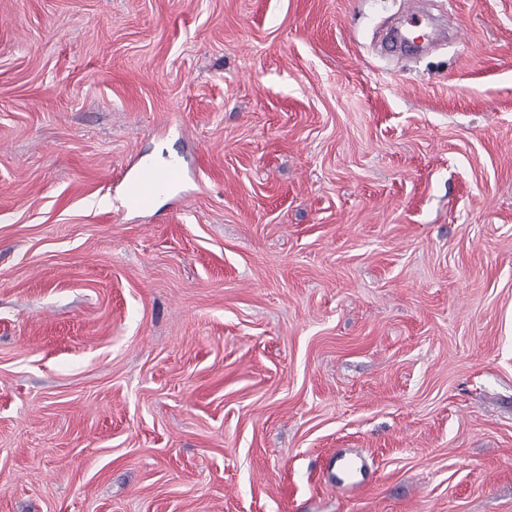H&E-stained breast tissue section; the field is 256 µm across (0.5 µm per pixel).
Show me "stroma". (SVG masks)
Listing matches in <instances>:
<instances>
[{
    "label": "stroma",
    "mask_w": 512,
    "mask_h": 512,
    "mask_svg": "<svg viewBox=\"0 0 512 512\" xmlns=\"http://www.w3.org/2000/svg\"><path fill=\"white\" fill-rule=\"evenodd\" d=\"M413 7L0 0V512H512V0ZM180 177V165L177 163L164 172L145 170L127 183L125 195L129 199L128 208L137 212L153 210L162 190L178 182ZM368 467L366 458L357 453H337L336 454V469L328 470L327 477L330 482L336 483V486L344 484L362 485L365 480L355 482H346L347 479L356 473L366 471Z\"/></svg>",
    "instance_id": "obj_1"
}]
</instances>
